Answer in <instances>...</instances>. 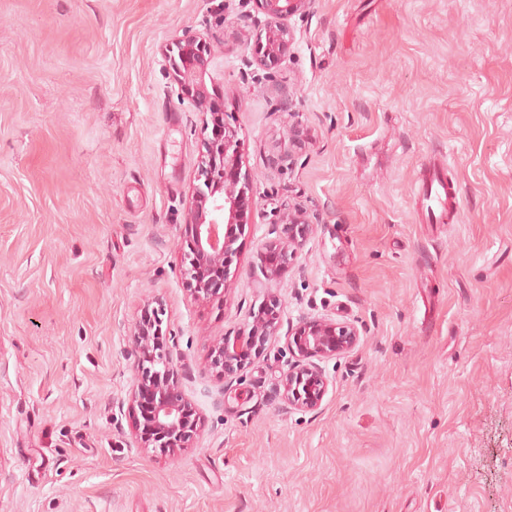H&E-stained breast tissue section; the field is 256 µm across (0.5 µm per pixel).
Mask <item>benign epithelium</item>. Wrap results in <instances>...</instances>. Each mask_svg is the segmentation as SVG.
Instances as JSON below:
<instances>
[{
    "label": "benign epithelium",
    "instance_id": "1",
    "mask_svg": "<svg viewBox=\"0 0 512 512\" xmlns=\"http://www.w3.org/2000/svg\"><path fill=\"white\" fill-rule=\"evenodd\" d=\"M267 17L264 40L258 46L260 61L279 60L288 53L292 37L288 19L306 10L309 0H257ZM212 50L200 38L189 36L177 44V54L168 62L182 89L204 110V151L198 161L201 184L194 188L188 212L189 237L183 250L182 276L198 299H208L231 288L229 267L237 255L236 230L247 223L244 199L248 179H239L237 131L224 123L223 107L207 99L200 83L190 82L196 72L207 69ZM314 232L301 213L283 215L279 237L270 242L269 266L262 270L270 281L294 264L299 250ZM144 314L132 331L133 383L128 410L136 441L174 455L199 438L203 419L181 391L177 369L170 353L157 345L163 335V299L154 297L143 306ZM280 303L272 298L252 316L242 334L232 341L219 339L212 347L208 367L219 377L237 373L243 362L259 355L277 334ZM357 327L330 318L302 322L288 334V348L295 360L283 372L278 395L290 407L314 410L321 405L329 382L319 362L351 351L359 343Z\"/></svg>",
    "mask_w": 512,
    "mask_h": 512
}]
</instances>
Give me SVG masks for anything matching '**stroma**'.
<instances>
[{"instance_id":"1","label":"stroma","mask_w":512,"mask_h":512,"mask_svg":"<svg viewBox=\"0 0 512 512\" xmlns=\"http://www.w3.org/2000/svg\"><path fill=\"white\" fill-rule=\"evenodd\" d=\"M256 0H0V512H512V0H311L260 65ZM236 128L250 219L231 288L181 275L203 111ZM443 161L459 222L416 183ZM288 208L315 226L268 285ZM165 303L203 417L177 455L139 447L131 330ZM279 329L241 372L207 367L269 296ZM354 323L320 407L279 412L300 320Z\"/></svg>"}]
</instances>
